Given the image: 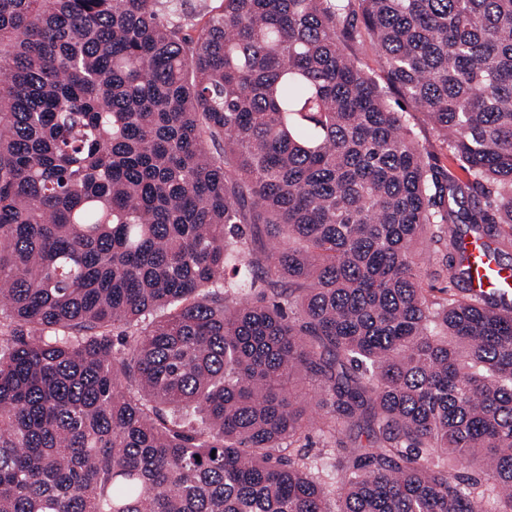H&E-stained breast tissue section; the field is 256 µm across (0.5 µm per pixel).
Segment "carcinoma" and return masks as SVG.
I'll list each match as a JSON object with an SVG mask.
<instances>
[{
  "label": "carcinoma",
  "instance_id": "1",
  "mask_svg": "<svg viewBox=\"0 0 512 512\" xmlns=\"http://www.w3.org/2000/svg\"><path fill=\"white\" fill-rule=\"evenodd\" d=\"M218 2L0 0V512H512V0ZM185 19L196 27H201L209 18L210 10L217 2L213 0H186ZM360 58L363 67L372 74L376 82L381 87H386L387 78L385 69L382 63L380 62L376 51L369 44H365L360 49ZM407 119V128L411 136L426 147L425 162L438 170H450L461 175L453 156L447 150L446 145H443L427 114L424 112H409ZM466 253L469 257L470 283L468 294L482 297L492 293L507 292L512 297V270L501 268L498 277L494 279L487 268L486 252L480 240L471 237L465 241ZM505 286L507 288H500ZM511 292V294H510ZM441 251L434 255L432 265L427 268L423 277L422 286L427 290L431 299L443 301V299L455 298L460 295L459 288L454 283H450L448 272L445 269L446 251L439 245ZM444 258V259H443ZM437 270V271H436ZM434 272H436L434 274ZM302 444L307 443V448L303 449V452L308 457L306 461H317V462H325L328 461V457H331V454H336V448H328L325 443L324 437L317 429H311L308 433L307 440H303Z\"/></svg>",
  "mask_w": 512,
  "mask_h": 512
}]
</instances>
